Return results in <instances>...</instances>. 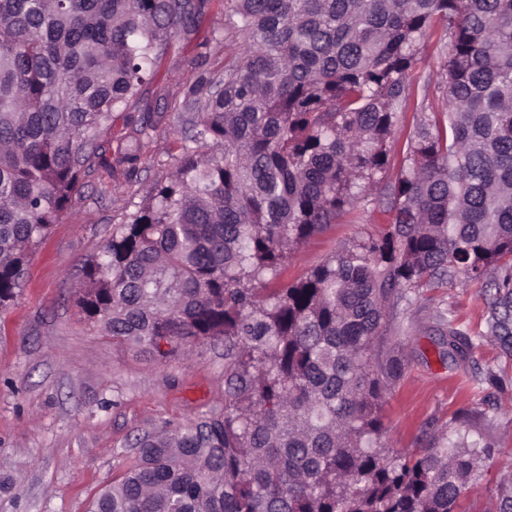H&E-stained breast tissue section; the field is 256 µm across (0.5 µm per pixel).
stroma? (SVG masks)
Wrapping results in <instances>:
<instances>
[{
  "instance_id": "stroma-1",
  "label": "stroma",
  "mask_w": 512,
  "mask_h": 512,
  "mask_svg": "<svg viewBox=\"0 0 512 512\" xmlns=\"http://www.w3.org/2000/svg\"><path fill=\"white\" fill-rule=\"evenodd\" d=\"M229 0H206L188 36L177 39L154 76L126 110L114 112L100 143L106 161L80 179L71 209L30 256L26 283L0 312V478L17 476L19 487L0 490V512H86L92 497L123 475L135 435L164 424H179L224 408V348L205 345L188 360L153 359L113 344L81 321L75 293L84 281L85 260L98 254L124 213L135 212L155 184L173 170L181 150L173 134L194 81L221 74L238 52L219 40ZM440 30H432L414 65V107L428 83L439 79L444 57ZM403 112L391 140L389 174H396L416 123ZM161 112L133 167L115 166L128 134L127 113ZM120 199L124 211L112 207ZM384 217L365 212L355 224H335L293 247L283 280H294L330 256L378 235ZM452 310L479 329L484 309L472 288L423 292L421 300L396 317L398 344L407 360L404 379L388 393L384 440L398 451L417 446L426 424L443 425L468 409L469 375L448 368L430 338L434 314ZM497 407L480 422L492 458L469 483L466 512H494L497 486L512 475V381L490 388Z\"/></svg>"
}]
</instances>
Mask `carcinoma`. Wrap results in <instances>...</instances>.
<instances>
[{
  "instance_id": "obj_1",
  "label": "carcinoma",
  "mask_w": 512,
  "mask_h": 512,
  "mask_svg": "<svg viewBox=\"0 0 512 512\" xmlns=\"http://www.w3.org/2000/svg\"><path fill=\"white\" fill-rule=\"evenodd\" d=\"M204 0H0V307L101 158L100 130ZM442 24L444 75L396 175L392 129ZM241 56L199 80L178 165L84 262L75 303L112 343L188 359L224 345V411L137 435L88 512H463L488 457L484 385L512 367V0H230ZM150 112L128 114L138 159ZM374 202L376 238L270 288L292 247ZM479 289L483 328L437 315L439 357L499 369L422 448L381 444L405 377L383 352L409 293Z\"/></svg>"
}]
</instances>
